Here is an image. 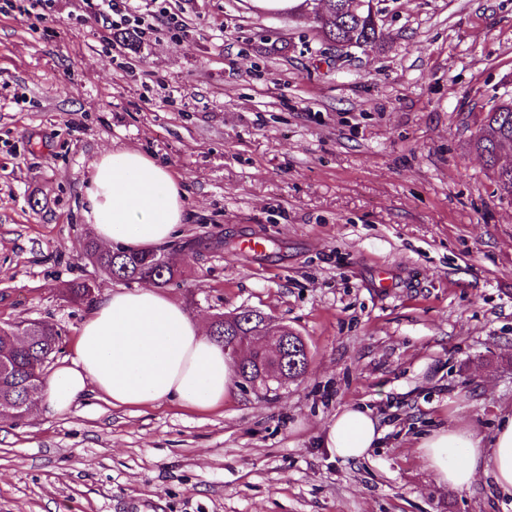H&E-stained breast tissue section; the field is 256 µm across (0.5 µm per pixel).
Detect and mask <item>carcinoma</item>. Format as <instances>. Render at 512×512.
Masks as SVG:
<instances>
[{
    "mask_svg": "<svg viewBox=\"0 0 512 512\" xmlns=\"http://www.w3.org/2000/svg\"><path fill=\"white\" fill-rule=\"evenodd\" d=\"M348 0H329L327 19L318 24L323 38L330 42H343L347 47H362L374 43L378 33L372 24L369 11L360 9L351 13L346 9ZM474 149L483 155L486 166L500 195L512 197V163L502 164L504 156H512V101L494 105L485 113L473 142ZM85 257L103 274L127 282L146 280L159 287H166L177 280L181 273L169 266L156 264V251L129 252L101 246L90 238L85 243ZM94 284L83 280L70 283L65 298L71 303H84L92 299ZM258 323L240 312V319L233 324L219 323L213 336L224 341L228 336L246 335L256 330ZM15 325L0 327V421L18 422L23 418L30 397L44 379L47 364L60 351L62 334L57 327L42 322L40 334L24 345L17 343ZM265 354L257 351L239 367L244 377L259 374L258 363Z\"/></svg>",
    "mask_w": 512,
    "mask_h": 512,
    "instance_id": "1",
    "label": "carcinoma"
}]
</instances>
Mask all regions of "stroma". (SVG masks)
Segmentation results:
<instances>
[{
  "label": "stroma",
  "instance_id": "obj_1",
  "mask_svg": "<svg viewBox=\"0 0 512 512\" xmlns=\"http://www.w3.org/2000/svg\"><path fill=\"white\" fill-rule=\"evenodd\" d=\"M373 7L378 40L351 49L307 4L138 0L143 30L90 0L0 10V325L53 322L70 354L90 306L62 288L119 285L84 257L82 186L136 149L188 191L166 293L206 322L259 310L260 344L285 325L309 352L302 378L237 383L206 413L87 398L0 422V512H512L491 478L440 484L417 451L512 411V198L472 148L512 96V0ZM350 404L382 427L354 461L321 445Z\"/></svg>",
  "mask_w": 512,
  "mask_h": 512
}]
</instances>
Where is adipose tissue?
<instances>
[{
  "label": "adipose tissue",
  "instance_id": "adipose-tissue-1",
  "mask_svg": "<svg viewBox=\"0 0 512 512\" xmlns=\"http://www.w3.org/2000/svg\"><path fill=\"white\" fill-rule=\"evenodd\" d=\"M186 198L184 184L166 165L118 149L94 163L83 214L103 244L144 251L178 235L188 218ZM234 388L235 369L223 345L181 304L146 285L94 301L71 354L45 380L36 403L47 418L90 394L115 408L174 401L207 412L222 407ZM380 436L371 410L352 405L327 423L321 443L356 460ZM418 451L438 482L467 488L484 475L512 496V415L502 418L491 439L447 426L424 437Z\"/></svg>",
  "mask_w": 512,
  "mask_h": 512
}]
</instances>
